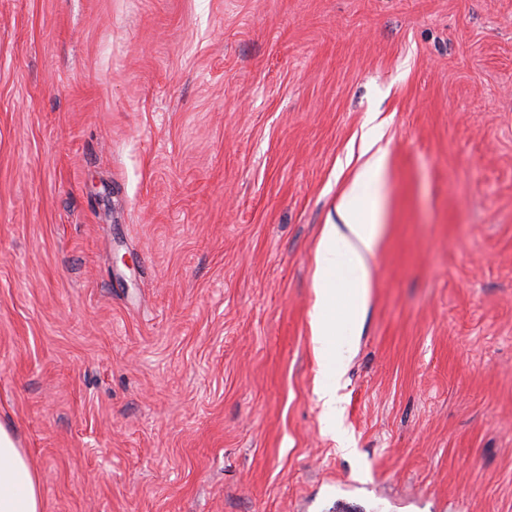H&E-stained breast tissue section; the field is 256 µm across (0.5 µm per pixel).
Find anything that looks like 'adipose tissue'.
Wrapping results in <instances>:
<instances>
[{
    "label": "adipose tissue",
    "mask_w": 512,
    "mask_h": 512,
    "mask_svg": "<svg viewBox=\"0 0 512 512\" xmlns=\"http://www.w3.org/2000/svg\"><path fill=\"white\" fill-rule=\"evenodd\" d=\"M362 164L321 230L316 250L314 312L310 321L319 384L317 397L329 425L341 416L339 382L352 353L369 296L382 231L387 152L377 126L364 134ZM0 512H43L38 480L15 433L0 425Z\"/></svg>",
    "instance_id": "adipose-tissue-1"
}]
</instances>
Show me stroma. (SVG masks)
<instances>
[{
	"instance_id": "1",
	"label": "stroma",
	"mask_w": 512,
	"mask_h": 512,
	"mask_svg": "<svg viewBox=\"0 0 512 512\" xmlns=\"http://www.w3.org/2000/svg\"><path fill=\"white\" fill-rule=\"evenodd\" d=\"M373 117L337 439L315 254ZM0 424L45 512H512V0H0Z\"/></svg>"
}]
</instances>
